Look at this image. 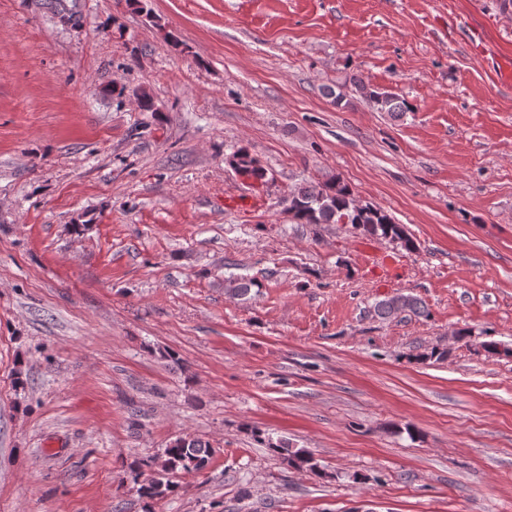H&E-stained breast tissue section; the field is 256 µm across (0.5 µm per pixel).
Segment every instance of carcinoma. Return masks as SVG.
<instances>
[{"instance_id": "cac0c4a2", "label": "carcinoma", "mask_w": 512, "mask_h": 512, "mask_svg": "<svg viewBox=\"0 0 512 512\" xmlns=\"http://www.w3.org/2000/svg\"><path fill=\"white\" fill-rule=\"evenodd\" d=\"M353 86L359 97L379 112L400 119L410 111L406 102L382 88L356 80ZM228 163L255 183H262L266 179L265 168L245 147L233 153ZM282 204L296 224H348L363 236L397 242L408 250L415 248L404 225L395 223L384 210L371 203L359 204L349 185L338 176L323 183L300 186L291 191ZM258 287L260 283L252 278L233 277L226 280L224 291L231 297L245 298L252 289ZM373 312L382 319H390L402 313L428 315L419 299L403 294L376 301ZM275 449L287 465L301 470L319 471L317 462L307 450L295 449L283 439L275 444ZM211 456L212 450L207 441L190 433L179 435L169 442L161 456L138 462L137 469L132 471V482L137 485L136 492L147 499L164 497L173 491V478L205 470ZM144 469L154 471L155 478L140 485L138 477Z\"/></svg>"}]
</instances>
